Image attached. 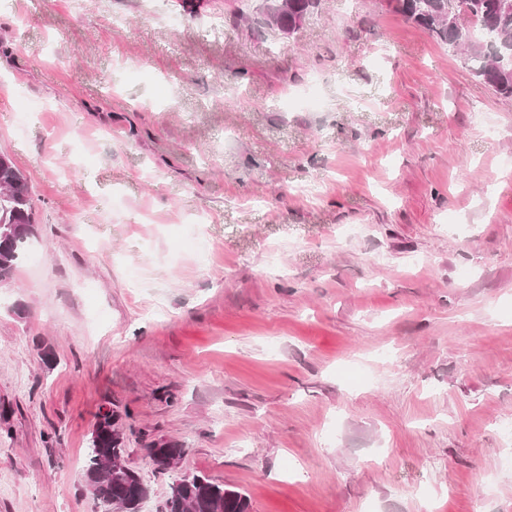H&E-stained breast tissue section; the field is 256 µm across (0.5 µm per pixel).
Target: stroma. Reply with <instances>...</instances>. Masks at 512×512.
I'll return each instance as SVG.
<instances>
[{
    "mask_svg": "<svg viewBox=\"0 0 512 512\" xmlns=\"http://www.w3.org/2000/svg\"><path fill=\"white\" fill-rule=\"evenodd\" d=\"M0 150V512H108L109 408L139 512H512V101L389 0H0ZM265 2V14L273 15L276 12L284 9H288V12L282 14L280 17L272 20L267 18V23L276 27H291L295 20L308 13L310 8L316 2L315 0H266ZM35 237L28 183L12 158L0 153V283L8 284ZM85 488L118 512H138L147 495L141 478L125 463L123 433L118 417L100 412L91 432L84 465ZM164 512H250V503L241 492L192 474L172 484Z\"/></svg>",
    "mask_w": 512,
    "mask_h": 512,
    "instance_id": "stroma-1",
    "label": "stroma"
}]
</instances>
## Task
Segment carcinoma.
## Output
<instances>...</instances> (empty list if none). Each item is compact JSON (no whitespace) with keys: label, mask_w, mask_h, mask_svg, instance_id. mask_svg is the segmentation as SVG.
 <instances>
[{"label":"carcinoma","mask_w":512,"mask_h":512,"mask_svg":"<svg viewBox=\"0 0 512 512\" xmlns=\"http://www.w3.org/2000/svg\"><path fill=\"white\" fill-rule=\"evenodd\" d=\"M394 9L428 30L448 48L464 54L477 78L499 95L512 99V8L502 0H393ZM315 0H288V12L267 19L276 27H291ZM466 14L474 27L452 29L448 21ZM35 237L28 183L12 158L0 153V283L7 284ZM160 468L180 460L186 449L166 444L151 448ZM85 488L120 512H138L147 495L141 478L125 463L123 433L110 410L98 414L84 465ZM165 512H250L248 498L239 491L198 475H185L170 487Z\"/></svg>","instance_id":"1"}]
</instances>
